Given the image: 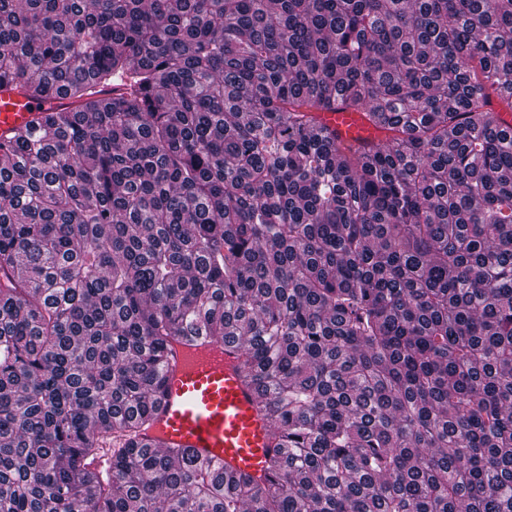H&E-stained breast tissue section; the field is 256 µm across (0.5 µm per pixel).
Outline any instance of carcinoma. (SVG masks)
Returning a JSON list of instances; mask_svg holds the SVG:
<instances>
[{"mask_svg":"<svg viewBox=\"0 0 512 512\" xmlns=\"http://www.w3.org/2000/svg\"><path fill=\"white\" fill-rule=\"evenodd\" d=\"M4 83L0 512H512V0H0ZM176 336L264 476L145 441ZM70 104V98L63 94L50 99H33L10 86H3L0 90V142L10 130L24 126L42 111L50 108L67 110ZM322 121L336 130L339 141L343 144L358 145L363 140L368 144L378 143L383 133L375 130L360 112H324Z\"/></svg>","mask_w":512,"mask_h":512,"instance_id":"1","label":"carcinoma"}]
</instances>
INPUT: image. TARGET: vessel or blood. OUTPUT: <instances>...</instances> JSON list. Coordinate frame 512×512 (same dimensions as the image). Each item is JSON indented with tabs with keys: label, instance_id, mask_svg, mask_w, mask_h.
<instances>
[{
	"label": "vessel or blood",
	"instance_id": "1",
	"mask_svg": "<svg viewBox=\"0 0 512 512\" xmlns=\"http://www.w3.org/2000/svg\"><path fill=\"white\" fill-rule=\"evenodd\" d=\"M66 95L33 99L11 87L0 88V141L47 109H69ZM322 121L344 144L378 143L382 137L358 112H325ZM239 349L201 340L190 346L171 340L165 381L148 439L187 448L194 457L254 476L264 473L271 424L259 410L253 389L239 373Z\"/></svg>",
	"mask_w": 512,
	"mask_h": 512
}]
</instances>
